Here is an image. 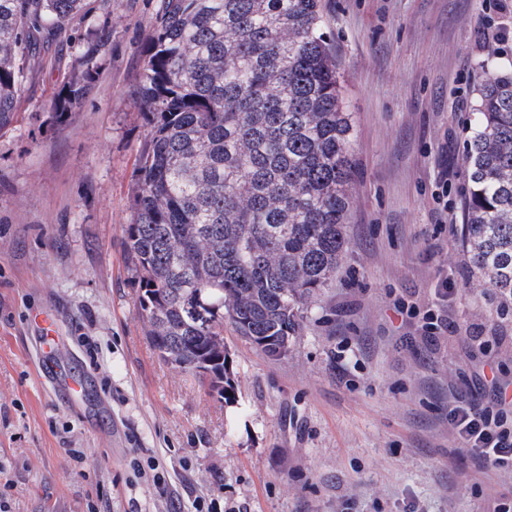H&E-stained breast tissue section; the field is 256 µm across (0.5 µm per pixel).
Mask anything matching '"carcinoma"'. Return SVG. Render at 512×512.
Wrapping results in <instances>:
<instances>
[{
    "mask_svg": "<svg viewBox=\"0 0 512 512\" xmlns=\"http://www.w3.org/2000/svg\"><path fill=\"white\" fill-rule=\"evenodd\" d=\"M84 0H0V136L18 119L24 64ZM321 0H159L141 48L149 128L130 197L126 260L149 342L229 400L224 321L283 354L336 276L355 161ZM109 38L54 101L70 119ZM461 238L470 269L512 313V67L477 89L465 145Z\"/></svg>",
    "mask_w": 512,
    "mask_h": 512,
    "instance_id": "1",
    "label": "carcinoma"
}]
</instances>
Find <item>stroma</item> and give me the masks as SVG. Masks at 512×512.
Masks as SVG:
<instances>
[{
	"mask_svg": "<svg viewBox=\"0 0 512 512\" xmlns=\"http://www.w3.org/2000/svg\"><path fill=\"white\" fill-rule=\"evenodd\" d=\"M355 137L335 280L275 360L224 326L218 402L161 360L124 254L147 126L135 99L158 0H86L25 65L0 136V512H494L512 472L480 470L448 422L512 379V322L476 288L461 244L474 90L512 61L495 0H322ZM108 25L99 76L70 121L52 102ZM447 223H438L439 214ZM447 288L440 298L439 288ZM52 362L84 380L53 390ZM445 319L438 332L431 323ZM490 339L479 349L473 333ZM174 488L159 496L154 475Z\"/></svg>",
	"mask_w": 512,
	"mask_h": 512,
	"instance_id": "stroma-1",
	"label": "stroma"
}]
</instances>
